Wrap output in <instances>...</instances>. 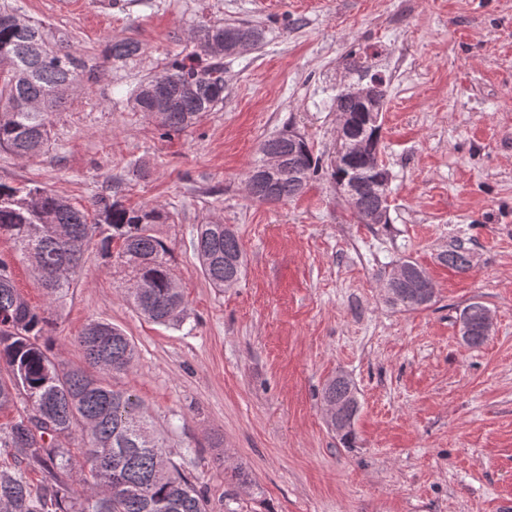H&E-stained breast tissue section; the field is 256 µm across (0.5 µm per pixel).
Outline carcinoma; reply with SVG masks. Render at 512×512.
<instances>
[{
	"label": "carcinoma",
	"mask_w": 512,
	"mask_h": 512,
	"mask_svg": "<svg viewBox=\"0 0 512 512\" xmlns=\"http://www.w3.org/2000/svg\"><path fill=\"white\" fill-rule=\"evenodd\" d=\"M17 10L0 8V148L20 160L38 157L51 145L52 113L66 103L68 93L83 79L96 78L70 44L55 40L43 26L17 22ZM196 50L190 62L168 64L165 91L157 79L141 83L130 93L132 108L148 114L164 131L179 134L198 124L224 102V66L221 59L246 42L255 47L262 31L248 24L203 22L193 31ZM141 50L133 39L112 42L108 57L129 60ZM336 107L356 116L355 134L363 151L344 166H322L306 141L288 144V134L261 143L260 158L248 171L250 196L260 202L291 200L320 173L340 187L352 180L375 183L388 180L376 164L381 125L366 122L360 105L336 95ZM278 151L281 168L262 182L254 169L263 155ZM97 222L88 223L85 211L38 185L13 186L0 182V235L13 241L16 252L36 275L45 306L36 309L15 288L9 265L0 259V409L22 400L25 410L0 427V450L19 467L0 469V512H211L204 493L184 468V455L169 449L157 435L142 399L132 390L112 384L137 358L135 342L110 323L93 320L78 336L82 363L63 367L43 342L49 314L60 308L76 286L86 251L97 235L102 258L123 269L132 283L127 297L146 320L178 326L186 301L167 255L169 248L156 234L169 212L159 206L127 208L109 193L96 197ZM354 214L362 224L387 223V206L367 187L358 194ZM121 242L112 253V242ZM193 247L199 268L215 288L230 287L246 273V256L231 224H198ZM449 267L466 272L469 252L455 246L440 255ZM411 283L394 287L389 301L406 310L428 306L434 291L427 271L413 260ZM485 306L467 305L461 319L471 326L464 342L479 347ZM323 401L340 400L345 411L337 432L345 448L354 445L360 402L351 379L339 375L322 389ZM81 436L82 463H74L64 441ZM37 470L36 488L25 470ZM82 488L76 496L72 484Z\"/></svg>",
	"instance_id": "carcinoma-1"
}]
</instances>
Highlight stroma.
Segmentation results:
<instances>
[{"label": "stroma", "mask_w": 512, "mask_h": 512, "mask_svg": "<svg viewBox=\"0 0 512 512\" xmlns=\"http://www.w3.org/2000/svg\"><path fill=\"white\" fill-rule=\"evenodd\" d=\"M68 40L98 71L51 116L47 154L0 150V182L33 183L89 206L118 186L129 207L171 215L158 234L184 292L176 328L147 322L122 274L89 247L47 332L64 363L92 320L137 346L118 379L143 400L212 512H512V0H9ZM247 23L260 45L224 58V101L164 136L129 92L194 51L199 21ZM139 54L104 58L112 41ZM369 66L386 86L380 160L388 221L359 223L328 177L291 201L259 202L245 178L261 143L291 130L314 156L336 154L334 99ZM234 225L247 271L216 290L192 246L204 218ZM469 249L458 273L439 256ZM0 258L20 293L44 304L8 237ZM409 258L433 302L407 311L381 286ZM494 325L467 346L472 302ZM357 388L354 447L326 421L324 384ZM243 466L252 485L232 481Z\"/></svg>", "instance_id": "35a3bbf8"}]
</instances>
